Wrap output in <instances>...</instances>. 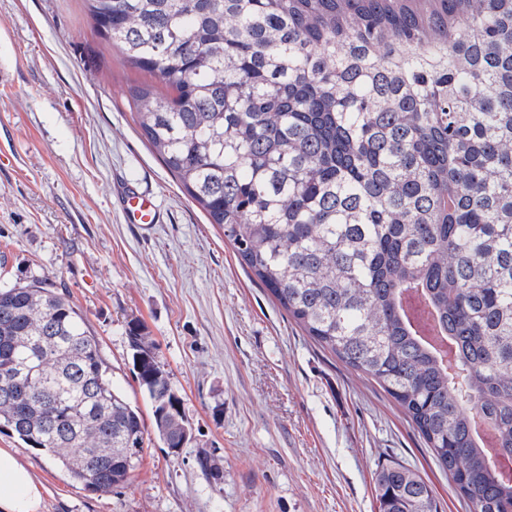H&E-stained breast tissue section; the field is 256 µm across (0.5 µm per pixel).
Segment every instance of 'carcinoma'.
<instances>
[{"mask_svg":"<svg viewBox=\"0 0 512 512\" xmlns=\"http://www.w3.org/2000/svg\"><path fill=\"white\" fill-rule=\"evenodd\" d=\"M156 78L130 97L156 156L320 347L404 409L468 512H512V0H86ZM154 431L190 428L145 329ZM0 426L84 489L148 432L79 311L0 288ZM379 512H435L398 462Z\"/></svg>","mask_w":512,"mask_h":512,"instance_id":"cac0c4a2","label":"carcinoma"}]
</instances>
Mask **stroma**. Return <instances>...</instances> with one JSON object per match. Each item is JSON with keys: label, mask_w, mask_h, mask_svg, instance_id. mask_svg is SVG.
<instances>
[{"label": "stroma", "mask_w": 512, "mask_h": 512, "mask_svg": "<svg viewBox=\"0 0 512 512\" xmlns=\"http://www.w3.org/2000/svg\"><path fill=\"white\" fill-rule=\"evenodd\" d=\"M149 80L85 0H0V285L66 296L148 418L127 342L142 324L192 427L177 453L151 440L107 493L0 432L44 484L43 512H378L391 460L427 480L437 512H468L397 402L307 336L152 152L129 97ZM124 179L160 223L124 222ZM202 452L221 479L200 472Z\"/></svg>", "instance_id": "obj_1"}]
</instances>
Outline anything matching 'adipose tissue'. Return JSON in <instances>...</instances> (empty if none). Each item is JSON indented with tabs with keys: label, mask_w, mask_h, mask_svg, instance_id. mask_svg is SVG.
<instances>
[{
	"label": "adipose tissue",
	"mask_w": 512,
	"mask_h": 512,
	"mask_svg": "<svg viewBox=\"0 0 512 512\" xmlns=\"http://www.w3.org/2000/svg\"><path fill=\"white\" fill-rule=\"evenodd\" d=\"M43 502V485L12 449L0 448V512H42Z\"/></svg>",
	"instance_id": "1"
}]
</instances>
